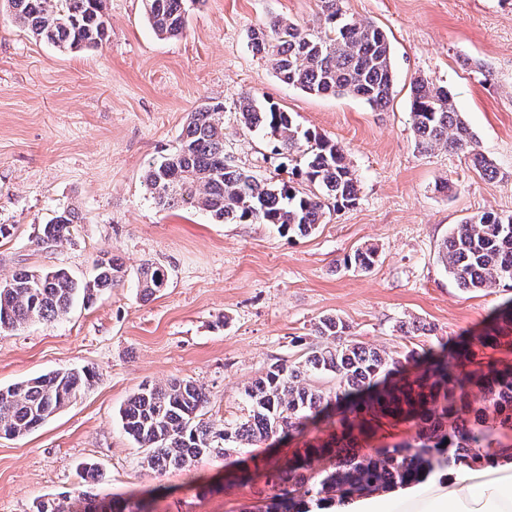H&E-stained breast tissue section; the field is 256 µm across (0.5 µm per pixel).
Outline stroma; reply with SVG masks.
<instances>
[{
	"label": "stroma",
	"mask_w": 512,
	"mask_h": 512,
	"mask_svg": "<svg viewBox=\"0 0 512 512\" xmlns=\"http://www.w3.org/2000/svg\"><path fill=\"white\" fill-rule=\"evenodd\" d=\"M144 5L106 0L108 41L64 53L0 12V225L11 227L0 237V279L62 267L85 280L105 253L128 272L93 305L0 334V386L71 367L95 373L39 429L0 438V512H32L72 491L84 462L98 465L101 495L152 491V512H250L265 479L224 487V460L196 461L200 490L186 487L183 471L141 466L118 416L140 384L195 380L208 418L232 422L247 412L245 385L296 359V339L324 316L366 344L405 352L426 339L403 335V323L476 333L500 301L460 289L437 251L466 217L512 214V0H346L349 17L388 36L396 84L384 112L290 86L253 50L251 30L272 17L316 27L318 0H188L185 28L170 38L155 35ZM420 77L452 91L498 177H479L453 152H417L409 106ZM246 93L338 143L351 162L355 203L326 204L309 236L224 224L196 208L163 211L144 185L145 169L175 149L205 103L224 107L235 164L273 183L292 179L272 140L239 129L234 107ZM65 207L82 216L70 240L53 250L32 243L34 225ZM364 246L377 250L372 268L345 267ZM146 261L169 271L168 287L148 299L135 279Z\"/></svg>",
	"instance_id": "35a3bbf8"
}]
</instances>
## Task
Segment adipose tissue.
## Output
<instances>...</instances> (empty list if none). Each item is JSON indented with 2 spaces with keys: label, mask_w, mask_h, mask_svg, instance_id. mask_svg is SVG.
<instances>
[{
  "label": "adipose tissue",
  "mask_w": 512,
  "mask_h": 512,
  "mask_svg": "<svg viewBox=\"0 0 512 512\" xmlns=\"http://www.w3.org/2000/svg\"><path fill=\"white\" fill-rule=\"evenodd\" d=\"M355 512H512V461L445 470L399 493L360 499Z\"/></svg>",
  "instance_id": "ef3b65f1"
}]
</instances>
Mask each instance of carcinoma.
Here are the masks:
<instances>
[{"instance_id":"1","label":"carcinoma","mask_w":512,"mask_h":512,"mask_svg":"<svg viewBox=\"0 0 512 512\" xmlns=\"http://www.w3.org/2000/svg\"><path fill=\"white\" fill-rule=\"evenodd\" d=\"M184 0H145L147 20L159 37L180 34ZM315 29L272 18L250 34L256 53L272 62L285 83L311 95H352L371 109L388 108L395 72L385 32L370 22L346 17L344 0H320ZM0 8L34 37L61 51L101 45L109 20L103 0H0ZM220 104L191 113L174 152L149 166L145 183L162 209L198 206L219 222L274 224L282 233L306 236L325 215L323 197L346 207L356 200L357 179L342 147L310 130H299L277 104L245 94L235 104L237 121L249 132L277 142V150L303 158L301 175L318 192L291 183L260 180L229 160L224 146ZM415 148H444L468 158L482 177L498 170L476 148V139L447 88L430 79L413 85L410 104ZM81 217L64 208L38 227L33 242L55 249L69 240ZM371 247L359 248L344 265L370 269ZM438 261L464 289L502 293L482 333L434 336L428 345L397 356L354 338L341 319L315 324L305 351L292 361L273 364L248 385L249 406L242 420L217 424L204 420V389L191 380L142 384L119 410L124 432L146 449L142 467L162 473L188 469L201 458L228 457L301 436L304 447L280 466L262 460L274 490L258 512H311L353 497L390 491L418 482L448 467L472 468L498 455L494 427L512 430V215L482 212L453 225L438 249ZM126 269L103 254L92 278L76 282L63 268L16 270L0 281V334L34 320L66 314L76 299L93 301L124 280ZM168 270L144 263L136 287L144 297L160 291ZM485 349L502 353L486 358ZM331 377L326 391L312 379ZM88 368H68L0 387V438L25 436L70 404L92 382ZM406 424L409 438L365 451L386 426ZM84 482L55 499L39 501L34 512H96L97 495ZM112 512H151L149 501L134 494L112 498Z\"/></svg>"}]
</instances>
